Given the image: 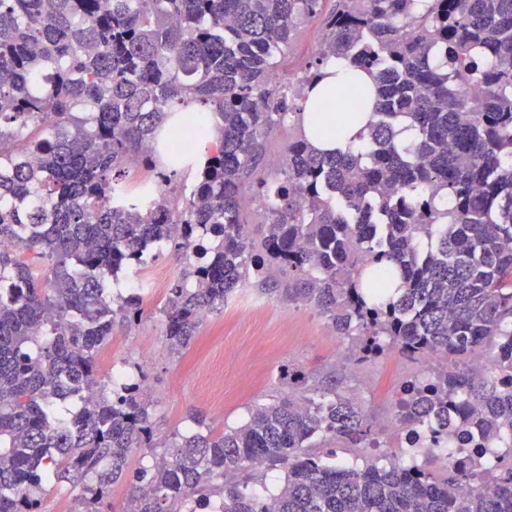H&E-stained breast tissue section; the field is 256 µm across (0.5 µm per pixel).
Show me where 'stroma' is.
<instances>
[{"mask_svg":"<svg viewBox=\"0 0 512 512\" xmlns=\"http://www.w3.org/2000/svg\"><path fill=\"white\" fill-rule=\"evenodd\" d=\"M180 264L174 244L163 245L148 269L126 270L125 279L155 278L162 288L145 296L138 322H116L110 363L99 366L108 381L113 368L129 380H145L155 407L154 443L204 427L216 432L243 424L250 409L287 392V371L303 372L309 384L339 381L344 394L361 400L372 436L387 446L394 400L404 381L426 373L422 361L390 350L375 360L355 362L348 339L333 333L314 309L280 302L247 285L205 318L190 346L173 353L162 313L165 287Z\"/></svg>","mask_w":512,"mask_h":512,"instance_id":"1","label":"stroma"}]
</instances>
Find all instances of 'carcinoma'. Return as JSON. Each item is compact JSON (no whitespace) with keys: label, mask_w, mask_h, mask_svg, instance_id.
I'll return each mask as SVG.
<instances>
[{"label":"carcinoma","mask_w":512,"mask_h":512,"mask_svg":"<svg viewBox=\"0 0 512 512\" xmlns=\"http://www.w3.org/2000/svg\"><path fill=\"white\" fill-rule=\"evenodd\" d=\"M325 2L0 0V239L12 243L0 252V512H39L62 482L90 506L125 477L132 449L154 447L151 400L137 382L98 381V358L116 316L142 313V296L114 295L112 282L166 242L183 256L162 308L172 352L253 282L313 307L362 347L359 363L390 349L444 359L425 384L400 387L404 429L435 421V442L451 424L464 445L476 432L512 442V0H336L324 14ZM320 14L297 92L279 71ZM331 56L376 83L322 106L336 134L376 101L367 145L323 154L297 97ZM191 103L210 107L213 126L201 155L171 147L191 178L184 194L167 189L175 172L131 182L130 166L156 168L163 116ZM484 353L477 377L467 361ZM92 383L95 398L62 416ZM370 436L338 382L305 386L238 427L177 435L122 512H196L218 478L220 512H512V447L443 479L310 451L317 437ZM256 460L285 470L269 504L232 481Z\"/></svg>","instance_id":"cac0c4a2"}]
</instances>
